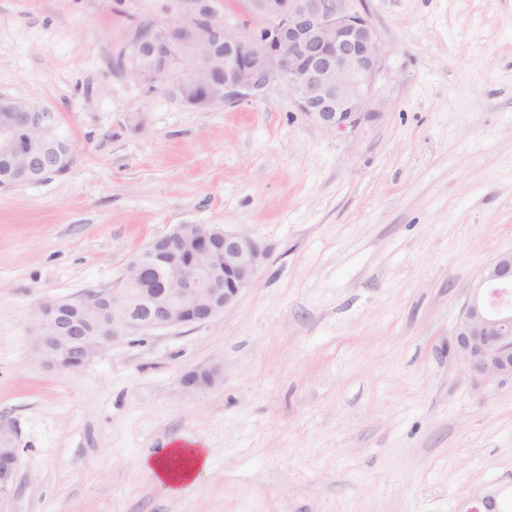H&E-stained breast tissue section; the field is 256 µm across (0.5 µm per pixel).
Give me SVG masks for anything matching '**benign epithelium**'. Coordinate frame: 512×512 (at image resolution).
<instances>
[{"label":"benign epithelium","mask_w":512,"mask_h":512,"mask_svg":"<svg viewBox=\"0 0 512 512\" xmlns=\"http://www.w3.org/2000/svg\"><path fill=\"white\" fill-rule=\"evenodd\" d=\"M363 0H248L266 26L248 35L219 19L207 0L176 22L140 32L124 47L119 70L157 84L198 108L242 96L261 97L284 84L299 113L319 128L354 131L380 115L378 81L386 51ZM194 52L187 66L170 63L178 49ZM55 112L35 102L0 98V177L30 185L63 164L52 152L60 140ZM263 251L245 230L177 224L133 253L122 279L159 281L145 299L113 287L91 292L73 306L105 300L112 305V337L94 340L64 310L47 300L38 309L36 349L50 365L76 370L100 349L152 330L208 323L250 287ZM143 306L147 317L131 312ZM456 357L480 383L512 380V251L481 274L463 304L453 334ZM215 368L179 379L193 393L215 383ZM15 431L0 423V500L11 496L19 468ZM466 512H496L492 492L468 499Z\"/></svg>","instance_id":"1"}]
</instances>
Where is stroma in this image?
<instances>
[{"label":"stroma","mask_w":512,"mask_h":512,"mask_svg":"<svg viewBox=\"0 0 512 512\" xmlns=\"http://www.w3.org/2000/svg\"><path fill=\"white\" fill-rule=\"evenodd\" d=\"M380 117L306 121L286 88L194 108L113 59L189 0H0V97L58 115L72 169L0 189V422L21 460L0 512H465L512 492V381L448 346L512 251V0H366ZM178 224L264 255L213 322L47 365L37 307L111 287ZM218 368L187 394L182 374ZM200 448L169 490L150 455Z\"/></svg>","instance_id":"35a3bbf8"}]
</instances>
